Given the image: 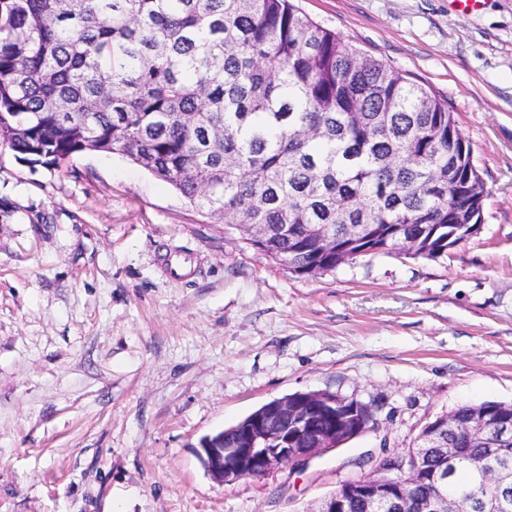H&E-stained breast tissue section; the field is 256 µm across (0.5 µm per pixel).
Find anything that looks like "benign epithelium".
<instances>
[{
	"mask_svg": "<svg viewBox=\"0 0 512 512\" xmlns=\"http://www.w3.org/2000/svg\"><path fill=\"white\" fill-rule=\"evenodd\" d=\"M305 234L326 251L336 249L335 237L326 224H308ZM347 403L348 399L330 392H311L288 401L273 399L239 432L238 446L205 444V465L224 483L261 479L286 466L302 465L348 442V425L342 420H333L329 427L317 423V418L327 408L340 409ZM449 430H459L468 438L481 441L487 448V455L474 458L457 445H446L442 434ZM299 437L307 439L311 447H295ZM416 444L420 448L417 453L382 454L371 473L344 481L306 512H349L353 502L359 503L364 512H398L409 501L411 489L421 484L428 487V494L420 501L421 512H471L473 494L463 492L453 499L448 498V475L465 466L482 486L503 479L493 459L512 447V403L499 402L496 410L484 411L466 422L448 413L440 415L419 433ZM429 449L440 454V468H429Z\"/></svg>",
	"mask_w": 512,
	"mask_h": 512,
	"instance_id": "1",
	"label": "benign epithelium"
}]
</instances>
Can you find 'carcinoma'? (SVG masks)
Returning a JSON list of instances; mask_svg holds the SVG:
<instances>
[{"label": "carcinoma", "instance_id": "cac0c4a2", "mask_svg": "<svg viewBox=\"0 0 512 512\" xmlns=\"http://www.w3.org/2000/svg\"><path fill=\"white\" fill-rule=\"evenodd\" d=\"M0 146L57 167L118 154L291 272L337 267L303 234L327 224L362 252L436 259L479 203L448 103L361 54L291 0H0ZM370 225L358 238L346 225ZM461 468L448 491L495 496Z\"/></svg>", "mask_w": 512, "mask_h": 512}]
</instances>
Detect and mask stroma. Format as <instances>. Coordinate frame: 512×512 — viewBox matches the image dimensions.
I'll return each mask as SVG.
<instances>
[{"mask_svg":"<svg viewBox=\"0 0 512 512\" xmlns=\"http://www.w3.org/2000/svg\"><path fill=\"white\" fill-rule=\"evenodd\" d=\"M445 99L484 184L479 234L431 260L299 276L117 154L0 147V512H306L463 404L512 402V0H293ZM327 391L376 426L265 479L202 437Z\"/></svg>","mask_w":512,"mask_h":512,"instance_id":"obj_1","label":"stroma"}]
</instances>
